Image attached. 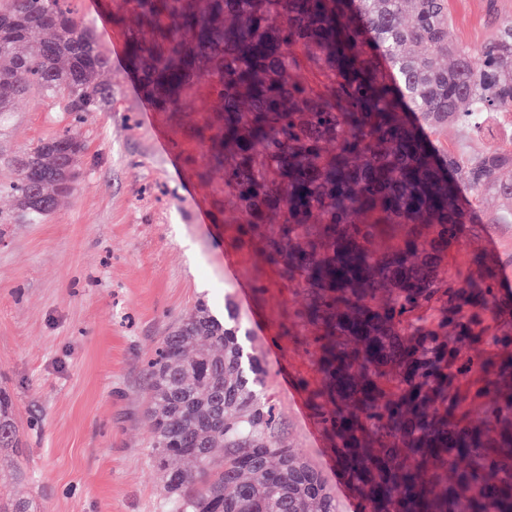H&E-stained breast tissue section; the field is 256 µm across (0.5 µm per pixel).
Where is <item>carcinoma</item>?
I'll return each instance as SVG.
<instances>
[{
	"label": "carcinoma",
	"instance_id": "1",
	"mask_svg": "<svg viewBox=\"0 0 512 512\" xmlns=\"http://www.w3.org/2000/svg\"><path fill=\"white\" fill-rule=\"evenodd\" d=\"M142 93L196 129L224 169V209L289 290L309 336L301 380L360 512H512V305L496 263L448 259L473 223L461 194L512 200V150L470 139L512 120V18L479 49L450 39L448 0H122ZM110 60L63 0L0 3V112L32 90L100 112ZM448 125L458 149L430 134ZM80 140L16 161L35 220L69 194ZM404 228L392 246L380 226ZM199 303L149 363L148 420L167 512H336L322 471L283 441L267 368ZM19 448L0 387V451Z\"/></svg>",
	"mask_w": 512,
	"mask_h": 512
}]
</instances>
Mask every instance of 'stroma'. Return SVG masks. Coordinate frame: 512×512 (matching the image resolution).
I'll list each match as a JSON object with an SVG mask.
<instances>
[{
  "mask_svg": "<svg viewBox=\"0 0 512 512\" xmlns=\"http://www.w3.org/2000/svg\"><path fill=\"white\" fill-rule=\"evenodd\" d=\"M111 68L112 103L85 117L38 93L0 112V386L13 396L20 452L0 453V497L38 512H166L145 416L147 364L198 300L232 302L288 447L322 467L337 512L352 497L297 380L313 364L293 312L301 303L243 227L219 222L224 174L194 138L213 108L198 85L179 112L156 111L124 59L127 31L101 0H73ZM452 35L479 48L512 0H448ZM71 134L84 145L72 194L39 220L13 197L15 161ZM512 201L484 196L452 262L490 250L512 269ZM234 262L239 278L224 272Z\"/></svg>",
  "mask_w": 512,
  "mask_h": 512,
  "instance_id": "stroma-1",
  "label": "stroma"
}]
</instances>
